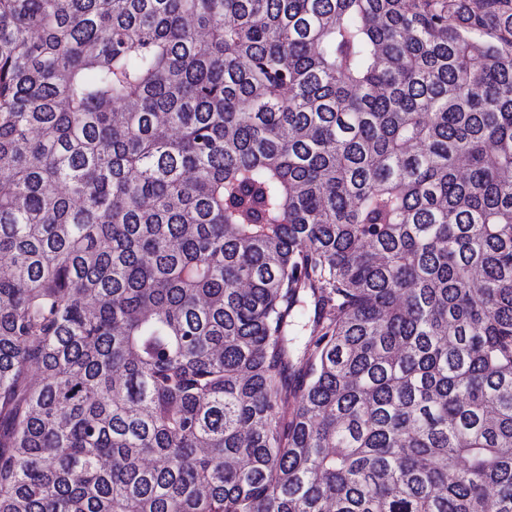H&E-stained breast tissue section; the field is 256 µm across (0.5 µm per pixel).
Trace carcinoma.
Here are the masks:
<instances>
[{
    "instance_id": "1",
    "label": "carcinoma",
    "mask_w": 512,
    "mask_h": 512,
    "mask_svg": "<svg viewBox=\"0 0 512 512\" xmlns=\"http://www.w3.org/2000/svg\"><path fill=\"white\" fill-rule=\"evenodd\" d=\"M0 257V512H512V0H0ZM302 301L297 306L298 323L288 327V338H294L295 346H301L302 336L305 335L302 325L314 315V305L310 297L304 296Z\"/></svg>"
}]
</instances>
